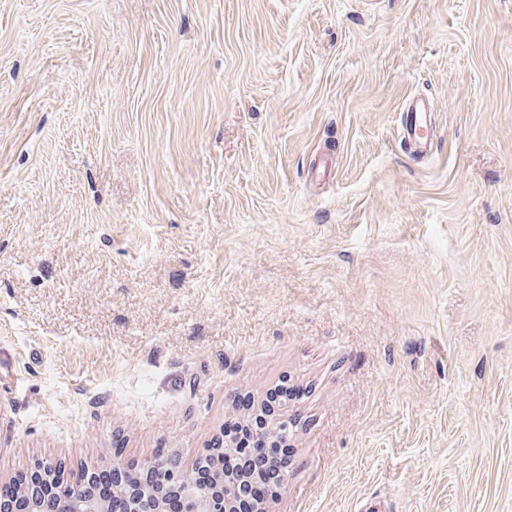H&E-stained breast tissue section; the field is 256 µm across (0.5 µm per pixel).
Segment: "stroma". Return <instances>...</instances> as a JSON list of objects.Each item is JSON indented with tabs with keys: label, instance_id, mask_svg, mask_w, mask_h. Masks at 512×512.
Returning a JSON list of instances; mask_svg holds the SVG:
<instances>
[{
	"label": "stroma",
	"instance_id": "obj_1",
	"mask_svg": "<svg viewBox=\"0 0 512 512\" xmlns=\"http://www.w3.org/2000/svg\"><path fill=\"white\" fill-rule=\"evenodd\" d=\"M284 381L269 512H512V0H0V484ZM430 104L427 98H420L416 100L414 105L409 106L404 111V136L410 143L420 149L430 145L427 134L432 117Z\"/></svg>",
	"mask_w": 512,
	"mask_h": 512
}]
</instances>
